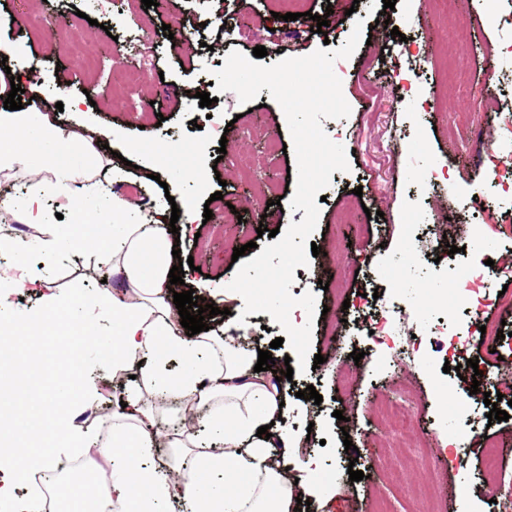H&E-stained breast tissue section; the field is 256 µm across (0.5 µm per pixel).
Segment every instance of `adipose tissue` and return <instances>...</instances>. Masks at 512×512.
<instances>
[{
    "mask_svg": "<svg viewBox=\"0 0 512 512\" xmlns=\"http://www.w3.org/2000/svg\"><path fill=\"white\" fill-rule=\"evenodd\" d=\"M107 160L77 132L45 121L34 106H0V171L37 167L35 188L22 199L0 198V255L22 259L38 252L64 259L86 251L119 275L115 293L75 298L42 291L38 309L14 317L0 294V356L22 359L30 342L46 353L29 376L42 391L40 400L0 386V503L10 512H46L37 491H23L30 471H51L62 453L81 448L110 461L109 470L69 481L58 503L79 512H290L296 497L310 496L317 485L288 477V450L294 436L284 425L283 395L265 373L255 371L258 350L244 323L229 325L222 339L187 336L171 305L168 274L171 245L165 211L140 213L114 195L95 171ZM54 196L69 212L62 226L46 221L44 200ZM41 225L37 238L17 236L14 216ZM98 311L111 320L101 329L89 318ZM94 361H87V352ZM177 356L183 367L170 373L165 359ZM153 358L144 390L124 382L128 366ZM111 368L124 396L112 414V433L100 440L74 430L73 413L88 401L89 364ZM175 397L184 411H207L210 439L199 451V432L188 424L161 430L160 409L146 407L143 396ZM269 426V439L257 430ZM191 448V461L147 467L161 443Z\"/></svg>",
    "mask_w": 512,
    "mask_h": 512,
    "instance_id": "ef3b65f1",
    "label": "adipose tissue"
}]
</instances>
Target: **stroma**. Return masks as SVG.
<instances>
[{
    "label": "stroma",
    "instance_id": "obj_1",
    "mask_svg": "<svg viewBox=\"0 0 512 512\" xmlns=\"http://www.w3.org/2000/svg\"><path fill=\"white\" fill-rule=\"evenodd\" d=\"M164 0L148 8L141 0H0V53L22 80L25 98L55 96L63 110L49 120L68 131L81 128L91 142L107 143L128 160L116 193L138 186L133 200L140 210L174 198L195 203L197 222L181 234V258H193L185 270L186 289L204 303L228 307V314L206 316L211 335H223L237 317H245L262 346L283 334L271 316L244 314L242 297L225 299L224 285L238 270L232 254L248 242L269 244L258 236L259 226L287 229L301 222L303 211L290 208L295 178L294 152H282L292 141L280 105L269 90L240 103L236 93H219L209 110L193 98L196 89L209 90L215 70L224 66V34L211 20L223 14L236 31L261 29L260 40L235 43L236 51L252 55L263 45L264 65L280 57L310 54L324 43L338 45L351 34L356 20L371 29L370 43H359L345 59L343 95L348 117L326 119L328 136L342 144L350 170L333 172L320 202L311 236L321 257H310L304 276L296 277L293 296L313 292L326 315H315L311 351L324 362L316 369L294 373L284 382L286 424L298 437L293 459L313 460L311 472L289 468L290 478L320 483L323 493L312 496L302 512H413L426 491H434L442 512H499L497 503L512 497V453L504 454L494 486L483 479L482 448L487 432L512 445V418L489 422L482 398L471 401L464 416H456L444 394L456 373L444 372L454 352L449 335L461 336L463 355L487 365L492 357L512 359V284L491 276L479 313L461 311L446 317L439 303L450 288L461 287L466 254H449V246L472 245L482 235L502 263L512 265V238L492 231L488 217L512 224V199L488 198L487 212L467 209L483 174L512 165V146L483 150L486 140L500 137L499 112L488 109L491 90L487 67L492 49L502 47L498 16L512 12V0H452L450 7L428 0H397L390 22L378 21L382 0H305V14L295 21L277 18L278 0ZM328 15L325 33L314 32V16ZM193 29L187 43H172L162 25ZM398 34H390V26ZM138 28L135 46L143 78L128 87L125 67L117 61L120 39ZM411 39L415 58L401 55L400 36ZM503 81L501 103L512 101V57L498 63ZM82 100L81 112L70 111ZM224 123L228 133L214 128ZM278 150H268V142ZM167 152V164L155 166L152 149ZM436 167L434 184L422 175ZM192 170L206 173L204 184L189 178ZM212 211L200 222L204 211ZM32 277L65 294H92L111 278L110 268L90 254L77 253L55 263L46 256L27 258ZM402 306L418 355L366 352L350 360L364 330L382 327L393 306ZM503 327L506 337L497 349L480 339L481 325ZM112 377L94 373L93 395L75 428L108 437L117 400ZM314 386L321 404L300 399L299 391ZM405 401L411 414L409 431L428 447V459L417 470L404 468L400 449L387 447L376 418L380 399ZM342 418H335V411ZM352 449H345L344 438ZM463 442L457 456L450 440ZM363 471L350 480L349 467Z\"/></svg>",
    "mask_w": 512,
    "mask_h": 512
}]
</instances>
